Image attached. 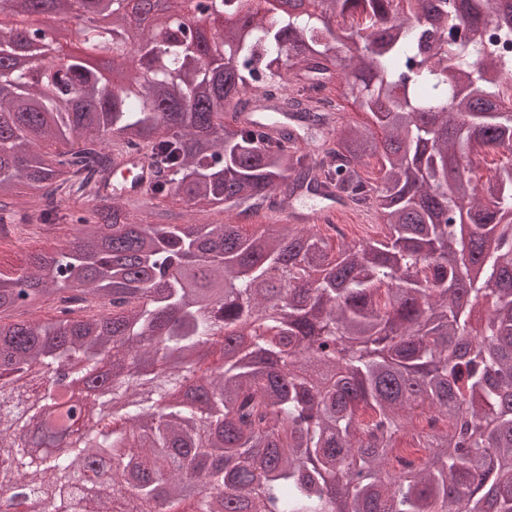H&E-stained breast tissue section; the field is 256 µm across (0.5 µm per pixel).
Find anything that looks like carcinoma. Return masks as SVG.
<instances>
[{
  "label": "carcinoma",
  "instance_id": "1",
  "mask_svg": "<svg viewBox=\"0 0 512 512\" xmlns=\"http://www.w3.org/2000/svg\"><path fill=\"white\" fill-rule=\"evenodd\" d=\"M103 2L36 82L0 29V216L53 241L0 265V512H512V3L300 0L195 46L169 26L203 0L134 43ZM131 49L151 84L86 63ZM311 84L358 86L382 136ZM144 149L186 223L91 190ZM316 194L382 233L333 249L285 215ZM80 384L94 421L38 451Z\"/></svg>",
  "mask_w": 512,
  "mask_h": 512
}]
</instances>
